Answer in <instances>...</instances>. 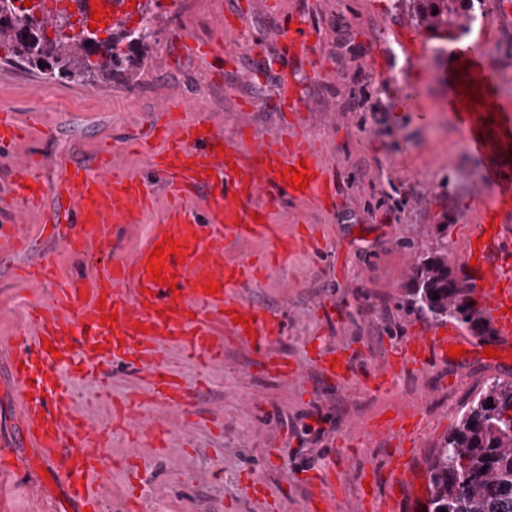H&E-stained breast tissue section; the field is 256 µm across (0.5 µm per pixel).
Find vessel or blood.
I'll return each mask as SVG.
<instances>
[{
    "label": "vessel or blood",
    "instance_id": "vessel-or-blood-1",
    "mask_svg": "<svg viewBox=\"0 0 512 512\" xmlns=\"http://www.w3.org/2000/svg\"><path fill=\"white\" fill-rule=\"evenodd\" d=\"M282 35L293 48L296 61L308 60L315 47L310 25L303 20L287 25ZM442 105L453 112L466 134V143L480 162L484 180L505 205L477 213L474 232L481 245L474 271L479 305L494 333V347L512 349V114L500 111L497 89L501 70L484 59L479 45L448 42L443 47ZM189 105L181 92L161 97L144 146L153 169L174 196L161 221L152 225L139 246L125 260L106 259L113 234L137 221L152 202L155 187L145 179L113 170L110 158L96 168L74 162L61 165L58 196L78 226L66 241L69 253L94 252L104 259L89 280L60 274L52 255H45L27 282L49 295L46 303L27 309V325L17 343L16 379L25 397L23 429L44 463H53L58 449L69 480L67 499L80 506L95 505L94 483L104 479L111 462L95 445L101 429L93 409L82 406L62 381L66 367L95 374L104 363L138 366L153 384V396L165 402L174 415H182L183 387L167 377L163 363L147 362V355L166 344L182 349L190 358H214L224 351V339L206 320L215 313L235 338L253 332V345L262 349L281 336L280 319L262 314L252 305L236 301L225 305L233 285L254 277L255 263L224 259L227 235L268 237L273 228L266 219L262 198L292 202H334L337 188L327 177L308 135L288 137L271 133L258 137L250 126L235 130L236 145L224 142L217 130H204L202 120L186 119ZM28 133L9 112L0 113V145L10 146ZM307 163L306 188L292 189L285 172ZM38 161L27 157L11 174L12 201L20 209L42 208L46 197L37 173ZM205 198L206 214L193 212L190 198ZM173 237L175 254L167 255L166 275L174 285L153 282L147 260L158 242ZM217 293H205L208 284ZM116 322H109V315ZM245 323H237V316ZM456 334L410 336L398 346L397 362L424 366L447 360L449 347L460 346Z\"/></svg>",
    "mask_w": 512,
    "mask_h": 512
}]
</instances>
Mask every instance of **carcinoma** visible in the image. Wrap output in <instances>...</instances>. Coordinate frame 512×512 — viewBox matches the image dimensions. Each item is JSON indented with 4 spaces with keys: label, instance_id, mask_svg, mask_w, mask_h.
<instances>
[{
    "label": "carcinoma",
    "instance_id": "1",
    "mask_svg": "<svg viewBox=\"0 0 512 512\" xmlns=\"http://www.w3.org/2000/svg\"><path fill=\"white\" fill-rule=\"evenodd\" d=\"M403 5L426 30L454 28L461 35L482 13L483 0H395V6ZM127 22L125 17L106 25L108 39L95 61L84 36L61 32L70 25L61 13L37 22L30 14L1 18L0 49L7 50L16 62L41 70L39 42L46 41L50 27L58 33L49 41L50 77L78 85L100 84L108 81L126 59L118 51L119 45L143 52L152 45L150 33L131 39ZM454 279L448 253L433 251L418 258L410 281L409 304L428 320L440 322L448 317L480 336L490 332L474 298V288H457ZM428 479L430 512H512V383L491 379L467 402L457 426L431 457Z\"/></svg>",
    "mask_w": 512,
    "mask_h": 512
}]
</instances>
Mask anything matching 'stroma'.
<instances>
[{
	"label": "stroma",
	"instance_id": "35a3bbf8",
	"mask_svg": "<svg viewBox=\"0 0 512 512\" xmlns=\"http://www.w3.org/2000/svg\"><path fill=\"white\" fill-rule=\"evenodd\" d=\"M157 42L148 55L127 50L110 81L76 85L47 78L0 59V112L19 121L41 115L29 137L0 149V218L24 226V249H0V336H14L35 298L20 268L56 254L63 272L92 278L96 262L65 249L73 224H43L42 211L16 212L9 194L12 167L26 154L54 182L62 162L94 166L108 141L128 142L112 155L114 169L156 179L147 153L132 148L146 131L162 95L185 92L201 116L226 139L239 124L257 135L282 131L269 101L280 75L298 92L291 115L309 135L339 191L337 206L269 202L279 236L304 239L288 260L270 258L272 241L224 240V257L263 260L254 279L238 283L232 299L275 314L284 324L266 351L228 340L222 359L201 363L167 349L170 372L188 391L175 423L151 396L149 383L126 365L70 381L82 402L95 406L114 461L101 490V512H315L310 485L323 493L342 486L335 512H365L360 479L369 475L377 499L400 512H428V460L456 426L465 403L489 378L512 382V355L487 358L483 340L462 361L432 362L399 371L382 390L367 376L384 369L393 349L428 322L406 304L418 256L444 244L448 266L470 276L467 243L480 203L493 195L469 152L456 117L441 104L443 61L436 49L445 31L417 25L393 0H149ZM227 15L231 27L218 25ZM301 16L315 27L322 78L294 67L281 27ZM189 39L224 42L233 59L187 53ZM512 78V0H485L479 21L464 36ZM417 90L420 112L404 111L395 88ZM248 111H241L242 101ZM158 189L148 212L126 225L110 248L113 259L130 254L158 223L167 204ZM343 351L347 379L323 376L317 352ZM11 351L0 352V512H80L66 505L62 471H44L24 438ZM294 368L284 378L268 364ZM138 406L155 420L164 448L150 435H134L125 416ZM415 415L406 431L385 427L386 415ZM414 448L411 478L393 485L389 467L399 449Z\"/></svg>",
	"mask_w": 512,
	"mask_h": 512
}]
</instances>
